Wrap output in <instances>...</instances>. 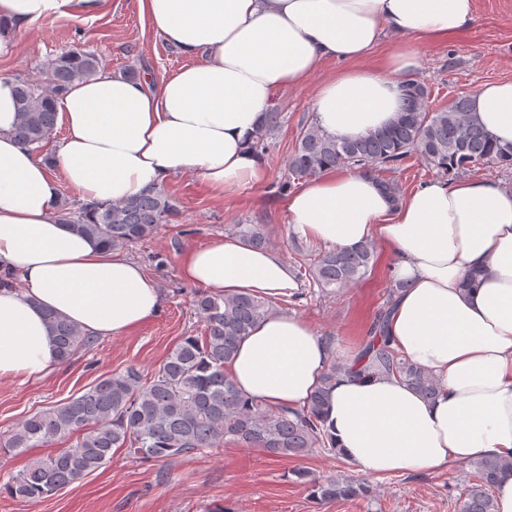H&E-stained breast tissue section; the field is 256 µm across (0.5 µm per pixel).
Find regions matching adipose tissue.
<instances>
[{
    "instance_id": "obj_1",
    "label": "adipose tissue",
    "mask_w": 512,
    "mask_h": 512,
    "mask_svg": "<svg viewBox=\"0 0 512 512\" xmlns=\"http://www.w3.org/2000/svg\"><path fill=\"white\" fill-rule=\"evenodd\" d=\"M82 0H0V60L14 34ZM140 14L191 63L159 82L103 72L57 103L66 134L43 158L13 134L15 83L0 76V269L24 292L0 289V381L58 365L47 325L57 313L84 332L121 336L157 316L160 291L142 266L59 217L62 185L86 203L118 201L195 173L215 198L257 185L266 165L251 145L277 91L303 85L326 60L342 70L314 96L326 134L354 139L387 127L416 47L472 27L477 0H137ZM397 42L365 61L384 33ZM473 118L512 143V80L470 97ZM295 234L336 250L380 240L404 287L387 324L392 346L440 385L423 398L395 376L339 377L325 426L365 474H416L479 455H512V189L481 178L420 184L392 200L373 175L329 170L286 204ZM179 273L219 295L289 296L293 272L274 251L224 237L185 250ZM331 358L304 319L268 315L225 367L239 392L307 406Z\"/></svg>"
}]
</instances>
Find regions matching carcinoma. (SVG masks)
<instances>
[{
  "mask_svg": "<svg viewBox=\"0 0 512 512\" xmlns=\"http://www.w3.org/2000/svg\"><path fill=\"white\" fill-rule=\"evenodd\" d=\"M101 67L98 55L71 50L48 62L40 80L16 78L15 136L37 149L53 140L57 99L73 84L96 76ZM404 88L402 108L384 130L340 140L315 124L308 127L287 159L288 178L300 180L329 169L359 168L376 177L396 199L401 188L379 173L411 155L419 156L443 177L512 166V145H500L471 117L469 97L457 96L432 110L427 86L409 80ZM279 126L280 113L273 108L257 130L253 148L265 152ZM178 214L176 202L158 187L121 201L79 206L66 202L60 207L63 223L114 250L149 239L159 225ZM237 233L253 247L267 244L262 224H239ZM377 259L371 241L351 252L326 251L305 273L318 286L336 292L362 281ZM401 287V283L392 285L386 304L376 312L367 336L351 358H331L322 385L301 410L245 399L224 371L239 341L273 313L271 302L252 295L198 294L195 308L204 332L184 337L150 377L143 378L132 366L106 375L81 395L33 414L1 437L0 447L9 451L48 447L64 440L70 445L9 477L0 484V492L39 502L101 468L115 448L156 461L221 448L227 442L257 448L272 458L303 456L328 443L323 431L328 389L342 375H394L422 396L433 398L439 391L437 381L403 358L387 334V321ZM47 321L61 362L69 361L78 348L90 343L88 334L76 324L54 313L47 315ZM475 466L477 483L467 492L459 512H496L488 489L502 473L512 472V458L482 456ZM312 493L321 501H333L365 497L369 489L356 480L331 477L313 483Z\"/></svg>",
  "mask_w": 512,
  "mask_h": 512,
  "instance_id": "carcinoma-1",
  "label": "carcinoma"
}]
</instances>
